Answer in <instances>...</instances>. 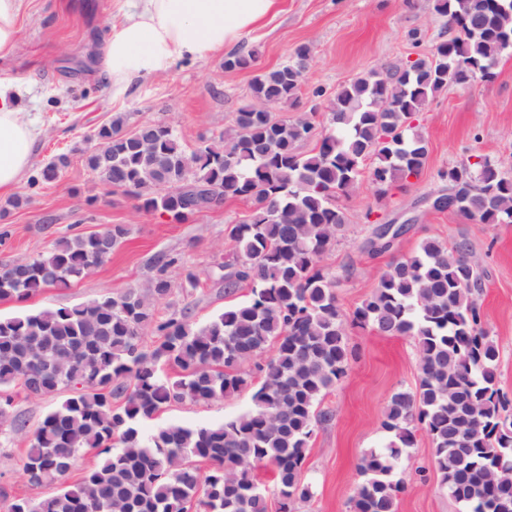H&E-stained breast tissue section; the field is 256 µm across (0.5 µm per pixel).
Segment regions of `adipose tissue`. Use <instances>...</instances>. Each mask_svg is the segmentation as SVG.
Here are the masks:
<instances>
[{
  "mask_svg": "<svg viewBox=\"0 0 512 512\" xmlns=\"http://www.w3.org/2000/svg\"><path fill=\"white\" fill-rule=\"evenodd\" d=\"M278 6L279 0H133L124 22L103 41L100 65L120 90L134 77L165 73L177 61L234 44ZM12 89V79L0 77V195L21 182L39 135Z\"/></svg>",
  "mask_w": 512,
  "mask_h": 512,
  "instance_id": "obj_1",
  "label": "adipose tissue"
}]
</instances>
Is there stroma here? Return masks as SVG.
Returning <instances> with one entry per match:
<instances>
[{"label": "stroma", "instance_id": "1", "mask_svg": "<svg viewBox=\"0 0 512 512\" xmlns=\"http://www.w3.org/2000/svg\"><path fill=\"white\" fill-rule=\"evenodd\" d=\"M126 0H27L20 20L16 53L0 60V74L9 75L19 91V105L39 127L32 169L67 155L68 164L51 184L30 187L20 182L19 206L0 197V265L25 262L46 251L57 239L88 235L122 224L128 235L103 266L62 290H47L23 302L0 303V315L27 310L70 307L105 294L147 287L159 274L152 262L166 253L174 262L164 274L171 293L164 313L190 309L202 323L231 304L250 296V285L226 294L220 281L223 265L235 259L228 237L230 225L245 221L253 211L246 200H231L217 210L174 223L140 209L123 193H108L86 168L83 152L95 130L118 113L129 128L163 121L174 127L182 143L196 147L233 127L240 108L252 100L251 82L257 71L284 63L301 44L312 56L294 109L277 112L280 120L311 117V136L297 143L298 153L310 154L328 126L327 113L338 90L353 79L400 60L431 57L449 37L446 20L434 10V0H281L280 11L244 33L234 50L257 51L255 67L227 72L224 52L197 60L178 61L170 72L135 78L120 92L91 56L102 37L120 24ZM429 142L427 164L418 178L379 197L370 177H362L350 197L340 198L346 223L320 265L335 280L336 304L346 325L344 333L355 355L345 377L322 402L329 420L318 425L310 441L303 475L312 486L309 501L296 512H350V500L362 477L361 458L386 448L392 439L382 425L391 395L415 391L419 350L415 337L383 336L351 325L353 312L377 286L392 257L416 251L421 241L445 245L467 241L471 258L483 274L478 298L482 326L498 348V387L512 401V224H480L448 210L431 209L428 200L443 188L439 174L482 155L512 173V56H502L492 81L451 83L429 100L419 115ZM408 222L390 252L374 256L367 249L378 225ZM200 281L186 286L187 273ZM252 390L207 403L174 405L145 422L210 426L248 410ZM55 396L17 394L11 410L25 422L0 445V490L10 495L40 498L45 487L30 485L23 473V456L33 431L58 404ZM398 475L405 489L396 512H465L440 482L433 444L417 431Z\"/></svg>", "mask_w": 512, "mask_h": 512}]
</instances>
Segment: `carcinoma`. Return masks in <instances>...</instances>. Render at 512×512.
<instances>
[{
	"instance_id": "cac0c4a2",
	"label": "carcinoma",
	"mask_w": 512,
	"mask_h": 512,
	"mask_svg": "<svg viewBox=\"0 0 512 512\" xmlns=\"http://www.w3.org/2000/svg\"><path fill=\"white\" fill-rule=\"evenodd\" d=\"M454 35L432 58L397 61L344 86L331 103L329 131L315 152L295 144L309 137L306 117L278 120L267 104L293 107L312 55L301 45L282 65L254 76V103L235 127L193 149L173 128L145 124L138 135L117 115L89 140L86 167L111 192L122 191L146 212L183 222L195 195L215 206L247 199L249 222L228 232L235 264L223 275L228 292L252 283L250 298L204 324L188 312L163 315L164 277L173 259H154L157 277L72 307L0 316V424L10 419L13 390L50 396L68 392L33 433L23 471L33 486H56L40 499L15 497L5 512H270L255 469L273 471L277 512H294L312 497L303 468L315 427L330 417L318 406L345 376L352 350L343 332L334 282L320 267L346 215L336 194L359 185L365 162L384 197L420 175L429 146L413 116L448 83L490 81L512 43V0H435ZM256 52L224 58V70L255 65ZM59 157L30 184L57 181ZM445 208L481 224H512V175L488 158L440 173ZM128 229L114 224L57 240L45 253L0 268V302H22L48 288L86 278L112 256ZM482 280L465 242L423 241L392 259L351 323L387 336L416 337V391L392 395L384 427L395 441L360 461L364 479L352 512H396L403 482L395 464L416 432L433 443L437 472L468 512H512V412L497 388L495 343L482 327ZM151 331L157 345L145 349ZM270 357L262 358L267 348ZM180 369L165 379L161 367ZM258 379L253 407L209 427L141 424L166 407L222 399ZM90 450L101 458L81 477L69 474Z\"/></svg>"
}]
</instances>
